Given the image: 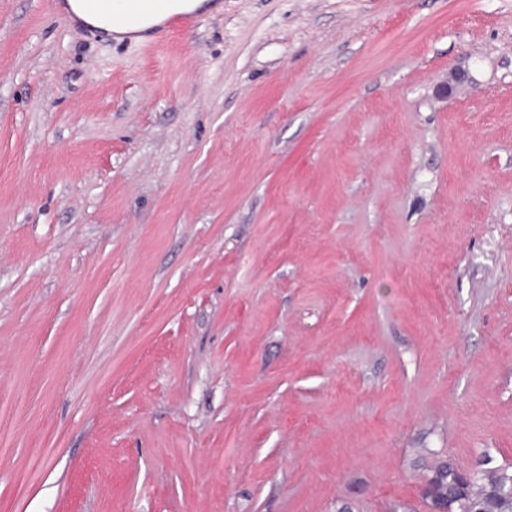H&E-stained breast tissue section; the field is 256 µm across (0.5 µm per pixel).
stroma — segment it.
Masks as SVG:
<instances>
[{
    "mask_svg": "<svg viewBox=\"0 0 512 512\" xmlns=\"http://www.w3.org/2000/svg\"><path fill=\"white\" fill-rule=\"evenodd\" d=\"M221 4L156 47L0 0V512L512 464V0Z\"/></svg>",
    "mask_w": 512,
    "mask_h": 512,
    "instance_id": "obj_1",
    "label": "stroma"
}]
</instances>
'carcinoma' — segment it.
I'll list each match as a JSON object with an SVG mask.
<instances>
[{
	"label": "carcinoma",
	"mask_w": 512,
	"mask_h": 512,
	"mask_svg": "<svg viewBox=\"0 0 512 512\" xmlns=\"http://www.w3.org/2000/svg\"><path fill=\"white\" fill-rule=\"evenodd\" d=\"M418 462L426 477L437 481L421 497L427 505L445 512H512V466L474 469L466 487H461L455 467L439 452L422 448Z\"/></svg>",
	"instance_id": "cac0c4a2"
}]
</instances>
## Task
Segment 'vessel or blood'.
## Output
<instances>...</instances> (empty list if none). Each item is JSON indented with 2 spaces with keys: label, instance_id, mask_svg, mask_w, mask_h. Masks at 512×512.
Segmentation results:
<instances>
[{
  "label": "vessel or blood",
  "instance_id": "obj_1",
  "mask_svg": "<svg viewBox=\"0 0 512 512\" xmlns=\"http://www.w3.org/2000/svg\"><path fill=\"white\" fill-rule=\"evenodd\" d=\"M85 11L103 15L116 29H129L150 17L158 18L152 37L162 41L174 27L193 25L198 14L194 11L173 12L168 0H81Z\"/></svg>",
  "mask_w": 512,
  "mask_h": 512
}]
</instances>
